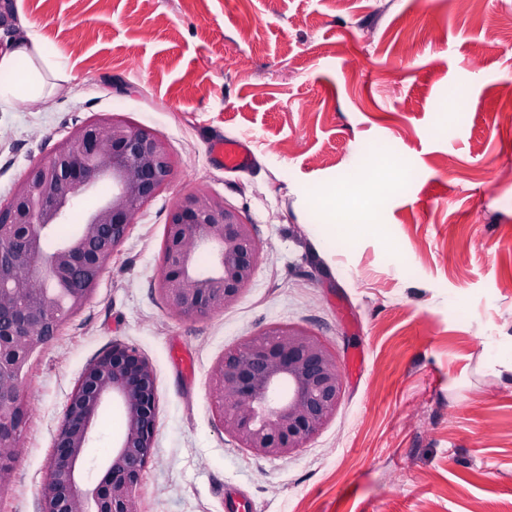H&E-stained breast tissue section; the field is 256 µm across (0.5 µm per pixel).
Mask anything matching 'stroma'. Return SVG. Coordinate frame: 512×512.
Listing matches in <instances>:
<instances>
[{
  "label": "stroma",
  "mask_w": 512,
  "mask_h": 512,
  "mask_svg": "<svg viewBox=\"0 0 512 512\" xmlns=\"http://www.w3.org/2000/svg\"><path fill=\"white\" fill-rule=\"evenodd\" d=\"M0 48L30 35L61 64L43 98L0 101V201L95 117L155 130L176 161L88 303L31 356L26 417L0 512H38L53 434L86 365L121 342L156 374L157 433L141 512H512V0L481 19L453 0H0ZM438 30L442 39L429 41ZM249 141L227 171L208 142ZM369 204L377 228L328 239L307 196ZM223 198L262 244L233 305L175 315L156 276L171 207ZM277 324L341 364L335 416L304 448L256 455L224 433L211 372ZM122 433L106 412L84 466Z\"/></svg>",
  "instance_id": "35a3bbf8"
}]
</instances>
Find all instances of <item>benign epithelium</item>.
I'll list each match as a JSON object with an SVG mask.
<instances>
[{
    "instance_id": "obj_1",
    "label": "benign epithelium",
    "mask_w": 512,
    "mask_h": 512,
    "mask_svg": "<svg viewBox=\"0 0 512 512\" xmlns=\"http://www.w3.org/2000/svg\"><path fill=\"white\" fill-rule=\"evenodd\" d=\"M166 142L151 128L99 118L78 127L0 203V490L11 483L24 420L22 379L30 355L91 298L135 215L174 176ZM106 186L65 241L51 227ZM262 250L252 225L224 200L195 192L165 224L157 289L168 308L200 316L234 304ZM211 256L208 266L198 256ZM212 390L224 432L257 455L285 457L335 415L343 391L335 357L307 330L269 327L224 353ZM123 434L95 486L83 479L86 451L106 406ZM156 376L136 348L114 342L85 367L53 436L39 512H140L137 490L156 434Z\"/></svg>"
}]
</instances>
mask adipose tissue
I'll return each mask as SVG.
<instances>
[{
	"instance_id": "obj_1",
	"label": "adipose tissue",
	"mask_w": 512,
	"mask_h": 512,
	"mask_svg": "<svg viewBox=\"0 0 512 512\" xmlns=\"http://www.w3.org/2000/svg\"><path fill=\"white\" fill-rule=\"evenodd\" d=\"M55 61L37 39L19 40L15 49L0 55V73L14 74L16 80L10 85H0V99L35 100L43 95L44 72L52 68ZM340 190L336 185L321 189L322 227L327 235L351 234L352 231L369 227L370 221L356 211H340L336 208V197Z\"/></svg>"
}]
</instances>
